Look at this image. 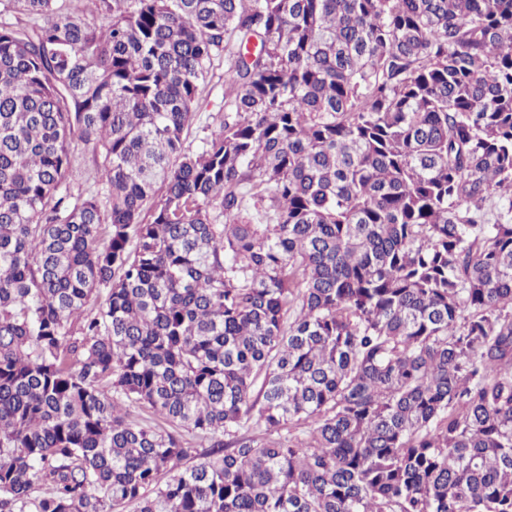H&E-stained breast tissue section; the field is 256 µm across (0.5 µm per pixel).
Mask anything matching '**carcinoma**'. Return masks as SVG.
Returning a JSON list of instances; mask_svg holds the SVG:
<instances>
[{"mask_svg":"<svg viewBox=\"0 0 512 512\" xmlns=\"http://www.w3.org/2000/svg\"><path fill=\"white\" fill-rule=\"evenodd\" d=\"M84 2L0 0V512H512V0ZM215 77L207 87L204 96L207 99L206 102L201 104L199 118L194 121L192 127L189 129L186 135V147L190 150H196L201 145V139L205 137L207 132H204L203 127L212 119L206 120L209 114H216L218 106L224 99V83L223 79H219L224 73V61L216 62ZM74 164L84 174L83 180L74 182L71 185L72 193L77 194L93 185L96 171L91 158V152L88 149L83 148L81 145H79L75 150Z\"/></svg>","mask_w":512,"mask_h":512,"instance_id":"obj_1","label":"carcinoma"}]
</instances>
